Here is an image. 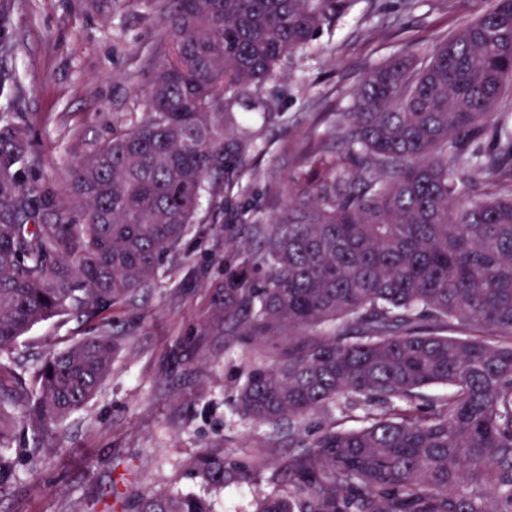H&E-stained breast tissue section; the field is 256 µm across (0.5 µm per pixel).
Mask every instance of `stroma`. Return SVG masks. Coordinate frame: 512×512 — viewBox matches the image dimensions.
Instances as JSON below:
<instances>
[{"label": "stroma", "mask_w": 512, "mask_h": 512, "mask_svg": "<svg viewBox=\"0 0 512 512\" xmlns=\"http://www.w3.org/2000/svg\"><path fill=\"white\" fill-rule=\"evenodd\" d=\"M484 0H352L339 21L282 61L259 93L273 114L265 146L232 193L204 194L198 221L156 284L100 318H53L13 348L32 364L108 323L118 350L87 406L68 417L60 446L0 492V512H102L112 489L203 495L213 512H253L265 481L216 489L190 461L203 452L258 455L276 466L292 451L287 427L235 409L245 351L216 318L224 301V227L267 224L286 206V183L330 112L346 111L362 76L420 40L453 31ZM175 0H0V114L30 132L24 178L48 212L70 196L69 166L139 118L171 44L163 21Z\"/></svg>", "instance_id": "stroma-1"}]
</instances>
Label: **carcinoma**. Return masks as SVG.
<instances>
[{"mask_svg":"<svg viewBox=\"0 0 512 512\" xmlns=\"http://www.w3.org/2000/svg\"><path fill=\"white\" fill-rule=\"evenodd\" d=\"M349 5L177 0L145 112L71 165L54 217L27 201L26 130L0 118V490L16 442L31 433L33 461L55 451L117 349L100 330L21 370L16 341L151 287L210 179L230 189L257 146L258 132H232L233 103ZM511 101L512 0H490L368 71L289 176L284 214L225 254L224 334L258 355L237 411L294 431L253 512H512ZM493 114L494 146L472 144ZM494 173L495 190H479ZM437 384L448 395L430 401ZM365 403L378 408L360 427L305 434L318 411ZM194 467L220 488L264 469L210 452ZM134 512L212 510L155 490Z\"/></svg>","mask_w":512,"mask_h":512,"instance_id":"carcinoma-1","label":"carcinoma"}]
</instances>
